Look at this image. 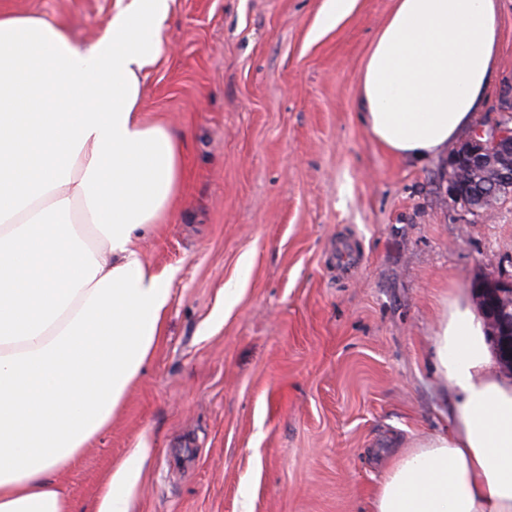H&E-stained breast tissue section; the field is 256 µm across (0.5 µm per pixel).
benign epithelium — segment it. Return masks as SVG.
Segmentation results:
<instances>
[{
  "label": "benign epithelium",
  "instance_id": "obj_1",
  "mask_svg": "<svg viewBox=\"0 0 512 512\" xmlns=\"http://www.w3.org/2000/svg\"><path fill=\"white\" fill-rule=\"evenodd\" d=\"M499 118L490 125L476 127L468 140L453 151L448 164V192L452 201L466 194L467 184L458 177L463 171L485 172L491 178L489 199L486 208H491L503 197L512 196V97L502 100L497 108ZM487 284L493 288L495 303L488 304V335L492 340L501 336L503 326L512 319V280L502 277L489 278Z\"/></svg>",
  "mask_w": 512,
  "mask_h": 512
}]
</instances>
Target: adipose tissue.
<instances>
[{"mask_svg":"<svg viewBox=\"0 0 512 512\" xmlns=\"http://www.w3.org/2000/svg\"><path fill=\"white\" fill-rule=\"evenodd\" d=\"M168 0H131L93 41L0 12V512H74L57 474L106 428L162 334L164 275L145 230L172 212L183 140L139 112ZM496 0H397L359 77L362 118L423 163L484 109ZM484 315L450 292L433 371L453 394L442 431L384 469L369 512H512V375ZM151 453L131 448L96 512H129Z\"/></svg>","mask_w":512,"mask_h":512,"instance_id":"obj_1","label":"adipose tissue"}]
</instances>
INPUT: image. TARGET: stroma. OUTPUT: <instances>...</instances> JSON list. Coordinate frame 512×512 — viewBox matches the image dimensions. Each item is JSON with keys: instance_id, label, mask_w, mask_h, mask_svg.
Instances as JSON below:
<instances>
[{"instance_id": "stroma-1", "label": "stroma", "mask_w": 512, "mask_h": 512, "mask_svg": "<svg viewBox=\"0 0 512 512\" xmlns=\"http://www.w3.org/2000/svg\"><path fill=\"white\" fill-rule=\"evenodd\" d=\"M169 0L141 112L184 139L174 214L140 242L170 281L164 334L111 424L59 480L93 512L137 442L130 512H367L391 454L446 424L442 301L512 279V197L488 216L369 133L358 79L395 0ZM121 0H0L93 41ZM480 124L512 87V0ZM249 273L232 310L224 287ZM318 17V28L321 30L335 27L348 17L355 6L356 0H325Z\"/></svg>"}]
</instances>
